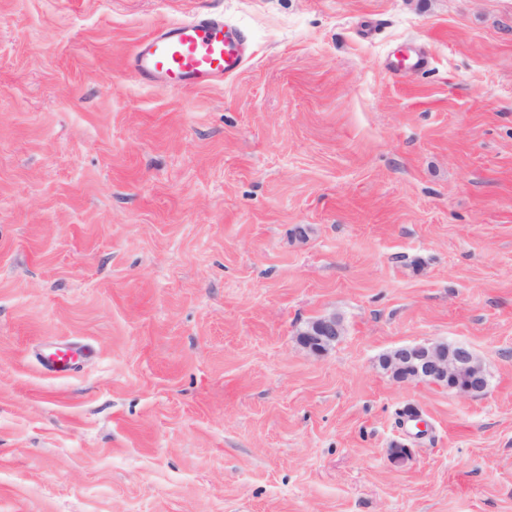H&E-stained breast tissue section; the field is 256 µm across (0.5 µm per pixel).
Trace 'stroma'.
Segmentation results:
<instances>
[{"mask_svg":"<svg viewBox=\"0 0 512 512\" xmlns=\"http://www.w3.org/2000/svg\"><path fill=\"white\" fill-rule=\"evenodd\" d=\"M201 13L239 75L127 70ZM0 512H512V0H0ZM405 64L411 66L414 69L421 70L426 69L430 64V57L425 51H411L405 55L395 54L392 59L387 63V69L395 76L401 75V67ZM345 335V325L336 313H324L302 326L296 333L297 342L314 356H323ZM379 367L397 382H424L458 396L483 394L489 384L481 359L459 343L434 341L400 346L383 354ZM39 360L47 373H68L78 363L76 352L68 347L56 346L46 350Z\"/></svg>","mask_w":512,"mask_h":512,"instance_id":"obj_1","label":"stroma"}]
</instances>
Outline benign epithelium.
I'll use <instances>...</instances> for the list:
<instances>
[{
	"mask_svg": "<svg viewBox=\"0 0 512 512\" xmlns=\"http://www.w3.org/2000/svg\"><path fill=\"white\" fill-rule=\"evenodd\" d=\"M344 335V322L335 313L309 320L296 333L299 345L317 357ZM379 367L397 382H424L458 396L483 394L489 384L481 359L471 348L459 343L434 341L400 346L383 354Z\"/></svg>",
	"mask_w": 512,
	"mask_h": 512,
	"instance_id": "1",
	"label": "benign epithelium"
}]
</instances>
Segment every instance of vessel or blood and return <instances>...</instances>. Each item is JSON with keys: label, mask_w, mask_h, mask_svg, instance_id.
<instances>
[{"label": "vessel or blood", "mask_w": 512, "mask_h": 512, "mask_svg": "<svg viewBox=\"0 0 512 512\" xmlns=\"http://www.w3.org/2000/svg\"><path fill=\"white\" fill-rule=\"evenodd\" d=\"M238 34L220 16H199L166 24L141 40L129 58L130 68L142 81L163 90L207 87L238 75L245 67ZM430 64L423 51L393 56L387 63L393 75L402 66L421 70ZM39 360L46 372L67 373L78 363L76 352L62 346L46 350Z\"/></svg>", "instance_id": "obj_1"}]
</instances>
